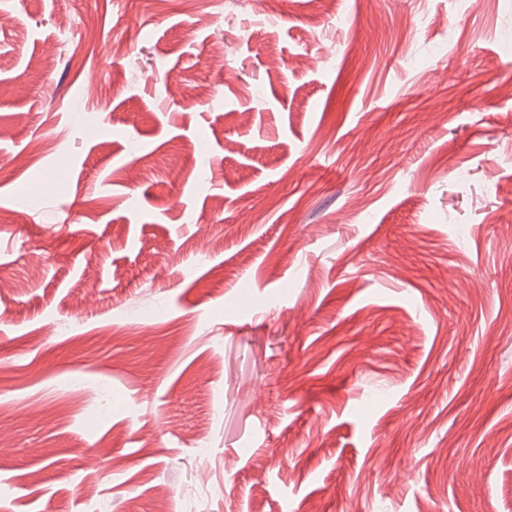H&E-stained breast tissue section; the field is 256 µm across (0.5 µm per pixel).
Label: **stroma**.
<instances>
[{
	"label": "stroma",
	"mask_w": 512,
	"mask_h": 512,
	"mask_svg": "<svg viewBox=\"0 0 512 512\" xmlns=\"http://www.w3.org/2000/svg\"><path fill=\"white\" fill-rule=\"evenodd\" d=\"M191 2L0 0V512H512V0Z\"/></svg>",
	"instance_id": "stroma-1"
}]
</instances>
